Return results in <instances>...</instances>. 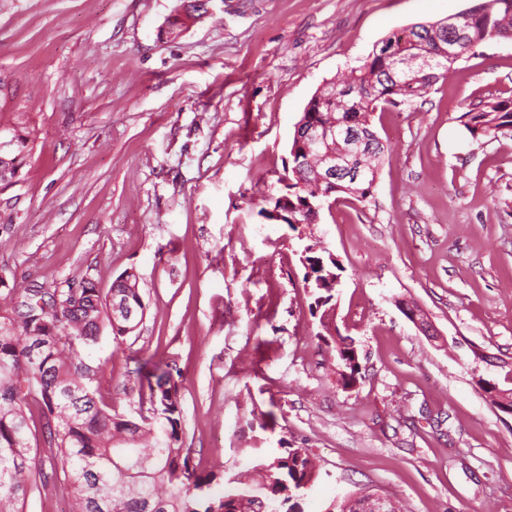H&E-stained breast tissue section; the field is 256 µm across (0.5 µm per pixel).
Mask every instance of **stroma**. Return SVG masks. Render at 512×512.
Returning a JSON list of instances; mask_svg holds the SVG:
<instances>
[{
	"mask_svg": "<svg viewBox=\"0 0 512 512\" xmlns=\"http://www.w3.org/2000/svg\"><path fill=\"white\" fill-rule=\"evenodd\" d=\"M176 4L0 0V130L31 138L0 184V314L135 270L146 315L89 347L99 392L133 418L144 362L178 370L184 444L219 474L214 494L305 448L319 468L297 512L368 493L400 512H512V414L483 389L512 390V139L460 120L512 97V40L458 61L419 111L375 112L392 156L372 196L293 229L264 211L313 94L473 0H211L163 37ZM311 244L340 266L335 324L361 364L348 389L309 313Z\"/></svg>",
	"mask_w": 512,
	"mask_h": 512,
	"instance_id": "35a3bbf8",
	"label": "stroma"
}]
</instances>
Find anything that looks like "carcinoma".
I'll list each match as a JSON object with an SVG mask.
<instances>
[{
  "mask_svg": "<svg viewBox=\"0 0 512 512\" xmlns=\"http://www.w3.org/2000/svg\"><path fill=\"white\" fill-rule=\"evenodd\" d=\"M209 0H178L165 33L178 35L187 21L208 13ZM460 55L492 38L512 39V0H478L459 13ZM435 23H415L416 43L403 50L410 58L436 51ZM401 32L383 38L363 64L347 75L326 83L310 98L298 125L320 128L329 123L354 130L369 139L365 161L372 173L358 180L319 186L302 133L294 130L290 147L291 166L286 193L274 199L273 210L293 226L310 221L314 205L338 194L365 200L372 194L380 166L391 149L373 130L372 115L385 107H413L428 91L445 81L458 59L421 73L414 85L389 76L391 60L386 51L400 44ZM354 88L342 98L341 90ZM470 134L512 137V98L481 101L463 113ZM304 283L312 289L320 325L332 319L331 298L338 264L319 255L306 254ZM136 276L125 271L107 294L90 281L80 287L57 291L48 299L20 301L11 313L0 316V512H25L29 492L40 489L72 498V512H280L315 475L316 461L305 448H290L263 471L271 476L258 487L228 482L218 497L211 485L220 479L204 473L193 462L192 449L183 446L182 410L178 383L170 365L156 363L150 374L156 384L140 394V402L156 404L163 414L158 425L145 424L113 412L99 396L100 367L84 355L103 332L120 343L131 334L126 318L114 308L120 302L145 316ZM338 375L349 387L361 366L356 348L345 342L336 346ZM41 420L42 446L31 445V405ZM51 469H45V461Z\"/></svg>",
  "mask_w": 512,
  "mask_h": 512,
  "instance_id": "cac0c4a2",
  "label": "carcinoma"
}]
</instances>
